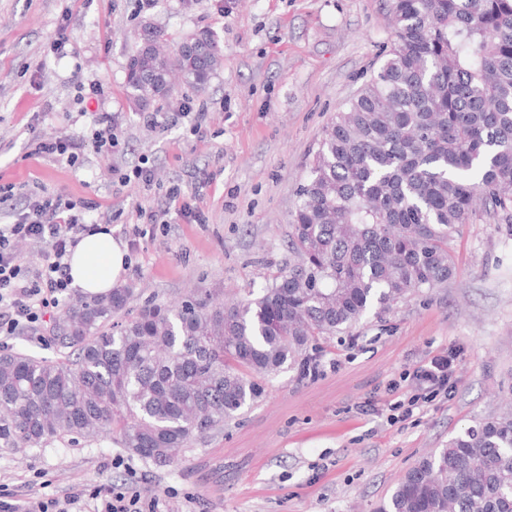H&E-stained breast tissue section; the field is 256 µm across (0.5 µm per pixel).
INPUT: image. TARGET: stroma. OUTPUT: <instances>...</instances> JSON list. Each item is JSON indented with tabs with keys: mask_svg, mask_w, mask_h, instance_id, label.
<instances>
[{
	"mask_svg": "<svg viewBox=\"0 0 512 512\" xmlns=\"http://www.w3.org/2000/svg\"><path fill=\"white\" fill-rule=\"evenodd\" d=\"M146 23L172 47L211 32L223 55L204 90L181 83L151 104L157 128L126 98ZM392 40L389 0H0V185L95 202L88 221L119 240L139 208L164 212L117 282L134 291L130 312L192 292L261 294L288 260L290 214L325 127ZM186 103L206 109L201 132ZM96 112L112 115L108 154L91 140ZM34 135L83 141L79 164L31 154ZM142 165L147 189L131 178ZM174 186L183 198L170 204ZM451 248V279L368 314L314 374L272 375L256 405L178 461L155 465L114 438L61 442L0 451V483L23 498L83 492V512L100 508V484L173 491L176 512H376L428 450L512 403V226L475 221ZM444 351L457 357L447 395L388 425L390 385L424 393L411 372Z\"/></svg>",
	"mask_w": 512,
	"mask_h": 512,
	"instance_id": "1",
	"label": "stroma"
}]
</instances>
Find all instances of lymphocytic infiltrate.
I'll return each mask as SVG.
<instances>
[{
  "label": "lymphocytic infiltrate",
  "instance_id": "f902f5d3",
  "mask_svg": "<svg viewBox=\"0 0 512 512\" xmlns=\"http://www.w3.org/2000/svg\"><path fill=\"white\" fill-rule=\"evenodd\" d=\"M89 202L56 195H27L11 223L0 225V335L37 332L47 315L70 295L69 254L81 238L98 232L88 223ZM39 245L41 261L30 268L14 250L16 241ZM101 512H173L169 501L141 497L118 486L103 489Z\"/></svg>",
  "mask_w": 512,
  "mask_h": 512
}]
</instances>
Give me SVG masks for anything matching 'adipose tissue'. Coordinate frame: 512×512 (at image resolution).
I'll return each instance as SVG.
<instances>
[{
    "label": "adipose tissue",
    "mask_w": 512,
    "mask_h": 512,
    "mask_svg": "<svg viewBox=\"0 0 512 512\" xmlns=\"http://www.w3.org/2000/svg\"><path fill=\"white\" fill-rule=\"evenodd\" d=\"M127 256L126 246L109 233L85 237L69 260L73 287L90 296L108 293L125 273Z\"/></svg>",
    "instance_id": "adipose-tissue-1"
}]
</instances>
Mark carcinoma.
Returning a JSON list of instances; mask_svg holds the SVG:
<instances>
[{"label": "carcinoma", "instance_id": "cac0c4a2", "mask_svg": "<svg viewBox=\"0 0 512 512\" xmlns=\"http://www.w3.org/2000/svg\"><path fill=\"white\" fill-rule=\"evenodd\" d=\"M394 41L323 131L299 186L288 264L263 293L149 303L131 288L65 308L49 359L0 351V451L119 436L159 466L224 428L288 367L455 273L449 242L487 217L512 224V0H391ZM126 65L140 108L174 74L205 88L221 57L202 33L168 54L152 31ZM378 512H512V412L409 468Z\"/></svg>", "mask_w": 512, "mask_h": 512}]
</instances>
